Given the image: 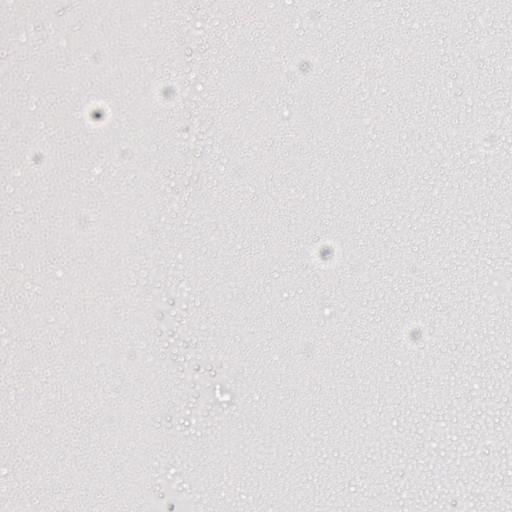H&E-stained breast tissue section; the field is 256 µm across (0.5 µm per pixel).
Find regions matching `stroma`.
Here are the masks:
<instances>
[{"label": "stroma", "mask_w": 512, "mask_h": 512, "mask_svg": "<svg viewBox=\"0 0 512 512\" xmlns=\"http://www.w3.org/2000/svg\"><path fill=\"white\" fill-rule=\"evenodd\" d=\"M62 22L71 51L44 38L0 51L8 104L21 120L0 125V302H29L0 321L13 349L0 352L14 410L0 414V455L39 454L20 512H116L108 485L136 484L139 499L158 459L174 488L201 473L224 490L217 512H450L456 482L473 512H505L512 470L485 461L512 456V300L486 302L488 282L512 279V138L479 152L483 128L512 111V80L473 61V39L512 48V12L458 17L452 29L422 17L416 0H299L266 14L247 0H162L167 39L107 46L111 14H42ZM195 39L184 37L186 29ZM411 39L420 52H398ZM311 45L314 68L282 75V58ZM192 75L198 91L150 128L112 112V137L92 141L55 116L80 94L147 90L155 72ZM455 82L459 96L443 92ZM363 112L400 122L363 124ZM144 140L136 163L113 142ZM42 137L67 143L59 159L28 166ZM341 165L340 180L319 173ZM251 186L240 196L241 182ZM150 185L138 238L74 235L76 211L126 214ZM457 198L444 214L439 190ZM300 224L347 227L353 253L328 279L315 274ZM411 234H393L394 225ZM472 225L466 240L451 226ZM168 302L155 308L154 297ZM154 309L153 357L125 338L128 311ZM429 317L418 352L395 332L413 310ZM200 399L184 366L199 346ZM146 417L150 447L123 446ZM476 447L479 460L459 455Z\"/></svg>", "instance_id": "35a3bbf8"}]
</instances>
